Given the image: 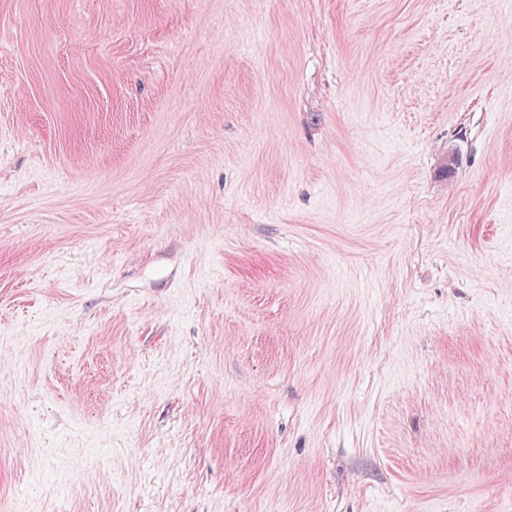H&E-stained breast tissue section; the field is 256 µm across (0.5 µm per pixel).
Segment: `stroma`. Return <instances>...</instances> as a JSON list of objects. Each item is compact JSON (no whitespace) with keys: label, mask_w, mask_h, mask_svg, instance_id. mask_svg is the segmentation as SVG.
Masks as SVG:
<instances>
[{"label":"stroma","mask_w":512,"mask_h":512,"mask_svg":"<svg viewBox=\"0 0 512 512\" xmlns=\"http://www.w3.org/2000/svg\"><path fill=\"white\" fill-rule=\"evenodd\" d=\"M0 512H512V0H0Z\"/></svg>","instance_id":"obj_1"}]
</instances>
